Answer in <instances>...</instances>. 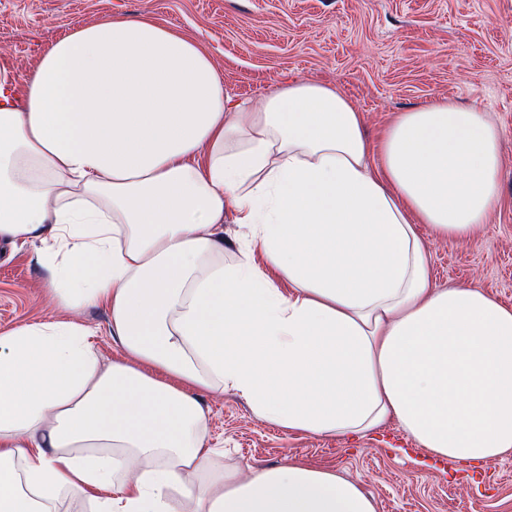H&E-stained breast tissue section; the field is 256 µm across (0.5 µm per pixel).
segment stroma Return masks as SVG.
I'll list each match as a JSON object with an SVG mask.
<instances>
[{
	"mask_svg": "<svg viewBox=\"0 0 512 512\" xmlns=\"http://www.w3.org/2000/svg\"><path fill=\"white\" fill-rule=\"evenodd\" d=\"M139 15L195 41L235 97L258 101L293 79L336 86L374 145L395 116L435 98L489 112L503 151L498 206L470 240L419 232L438 284L477 286L512 309V0H0V76H20L75 27ZM60 317L36 249L0 245V336ZM74 318L104 360L123 357L103 309ZM198 396L226 466L331 468L375 512H512V452L459 469L392 421L362 436H309L272 425L233 391Z\"/></svg>",
	"mask_w": 512,
	"mask_h": 512,
	"instance_id": "obj_1",
	"label": "stroma"
}]
</instances>
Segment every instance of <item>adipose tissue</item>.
Returning a JSON list of instances; mask_svg holds the SVG:
<instances>
[{
  "instance_id": "ef3b65f1",
  "label": "adipose tissue",
  "mask_w": 512,
  "mask_h": 512,
  "mask_svg": "<svg viewBox=\"0 0 512 512\" xmlns=\"http://www.w3.org/2000/svg\"><path fill=\"white\" fill-rule=\"evenodd\" d=\"M486 113L438 99L378 146L335 87L235 100L194 41L110 17L0 76V243H40L48 291L106 310L122 359L76 321L0 336V512H374L298 461L226 470L196 390L267 421L483 463L512 449V310L438 287L418 227L468 240L496 207ZM249 227L224 263V213ZM264 263L256 265L254 252Z\"/></svg>"
}]
</instances>
